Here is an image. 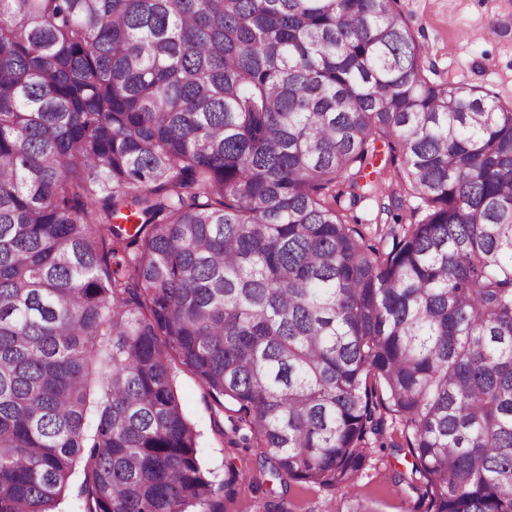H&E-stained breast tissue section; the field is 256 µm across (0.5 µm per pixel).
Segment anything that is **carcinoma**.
<instances>
[{"label": "carcinoma", "mask_w": 512, "mask_h": 512, "mask_svg": "<svg viewBox=\"0 0 512 512\" xmlns=\"http://www.w3.org/2000/svg\"><path fill=\"white\" fill-rule=\"evenodd\" d=\"M399 3L0 0V512L79 458L84 512H220L175 359L284 487L385 410L427 512H512V105Z\"/></svg>", "instance_id": "obj_1"}]
</instances>
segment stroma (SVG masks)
<instances>
[{
	"label": "stroma",
	"instance_id": "stroma-1",
	"mask_svg": "<svg viewBox=\"0 0 512 512\" xmlns=\"http://www.w3.org/2000/svg\"><path fill=\"white\" fill-rule=\"evenodd\" d=\"M418 40L441 80L488 89L512 105V0H401ZM174 387L185 414L198 433L202 466L223 481L227 464L246 472L258 466L250 451L236 445L229 413L212 400L207 388L186 366L174 364ZM386 449L376 451L362 476L343 489L296 484L289 492L268 493L246 481L233 495L217 491L223 512H336L344 500H366L374 512H424L421 491L398 474L407 472L403 428L388 418Z\"/></svg>",
	"mask_w": 512,
	"mask_h": 512
}]
</instances>
